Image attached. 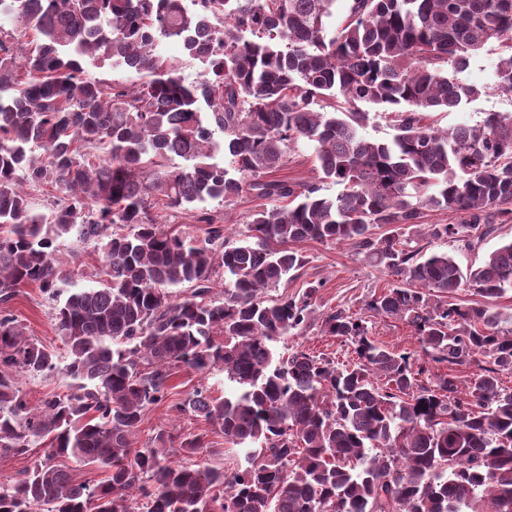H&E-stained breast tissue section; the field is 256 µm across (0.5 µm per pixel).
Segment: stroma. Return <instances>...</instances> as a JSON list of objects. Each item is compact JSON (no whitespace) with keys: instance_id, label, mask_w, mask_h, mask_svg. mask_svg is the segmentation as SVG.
<instances>
[{"instance_id":"1","label":"stroma","mask_w":512,"mask_h":512,"mask_svg":"<svg viewBox=\"0 0 512 512\" xmlns=\"http://www.w3.org/2000/svg\"><path fill=\"white\" fill-rule=\"evenodd\" d=\"M500 54L497 44L487 45L481 54L472 60L469 68L459 75L461 82L489 87V94L462 103L450 112L430 113L429 122L442 128H452L476 124L482 120L485 113L491 111H512V93H501L493 89L495 65ZM264 205V200L247 194L224 203L207 202L206 208L209 213L220 218L226 234L238 239L245 234L250 215ZM511 239L512 223H509L499 225L493 235L472 250H463L458 248L456 243L437 241L424 234L418 236L417 242L424 252L438 251L455 255L461 268L466 269L480 265L488 253ZM58 244L61 266L72 273V287L98 286L101 281V260L93 244L84 242L73 234L60 238ZM298 249L305 259L304 267L290 273L288 278L283 279L277 286L269 288L268 296L275 298L287 294L298 298L313 282L320 284L321 289L311 301V313L307 321L277 343V351L303 348L316 354H327L339 363L352 359V345L344 339L326 333L322 323L327 314L336 310L362 317L370 336L395 351L417 348L414 331L405 321L378 316L368 309V303L374 295L398 285V277L366 262L362 256L357 255L353 245L346 242H305L299 244ZM53 307V300L33 286L21 288L10 303L11 313L24 326L26 334L49 349L59 366L58 371L43 378L33 379L18 375L19 389L34 404L51 394L65 392L69 383L62 370L66 363V348L55 329ZM202 382L210 387L213 396L223 395L226 382L222 372L216 371L204 376L188 368L180 369L171 380L172 389L166 401L146 408L136 438L137 445L141 448L148 445L150 438L160 429L169 430L181 439L203 433L209 442L207 449L192 457L176 447L170 453L172 460L186 462L194 458L228 472L237 470L243 466L244 457L225 444L222 434L214 432L203 418L193 413H177L171 409L172 403L185 399L194 387Z\"/></svg>"}]
</instances>
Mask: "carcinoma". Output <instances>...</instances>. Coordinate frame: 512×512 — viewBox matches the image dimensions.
<instances>
[{
    "instance_id": "obj_1",
    "label": "carcinoma",
    "mask_w": 512,
    "mask_h": 512,
    "mask_svg": "<svg viewBox=\"0 0 512 512\" xmlns=\"http://www.w3.org/2000/svg\"><path fill=\"white\" fill-rule=\"evenodd\" d=\"M337 2L0 0L39 37L30 48L0 37V458L45 448L0 485V512H512V391L500 382L512 326L492 310L512 290V240L464 271L447 252L375 233L443 209L464 221L428 224L427 236L470 249L512 222V111L446 131L425 122L485 93L457 74L490 43L508 52L494 89L512 92V0H346L331 33ZM162 41L203 78L186 81L155 53ZM87 60L139 80L104 85L84 77ZM338 94L346 107L325 110ZM362 104L394 109L391 140L361 134ZM302 139L318 182L271 178ZM91 148L103 149L94 162ZM219 150L228 164L213 160ZM321 182L342 191L323 197ZM24 183H50L68 202L38 212ZM250 191L274 205L241 239L206 213L201 240L152 213ZM72 232L99 246L105 279L56 308L71 382L34 407L15 376L57 365L8 303L25 286L59 293L69 274L55 242ZM309 241L348 242L405 281L368 308L408 323L420 349L390 350L336 310L326 332L352 344L353 360L276 355L322 283L300 299L265 290L303 267L296 245ZM467 288L487 303H463ZM431 362L448 373L431 375ZM472 363L479 371L460 379ZM181 367L224 372V397L202 386L173 409L243 449L245 467L175 462L166 429L136 446L145 409ZM206 447L202 433L180 442L191 455ZM81 466L108 477L80 481Z\"/></svg>"
}]
</instances>
